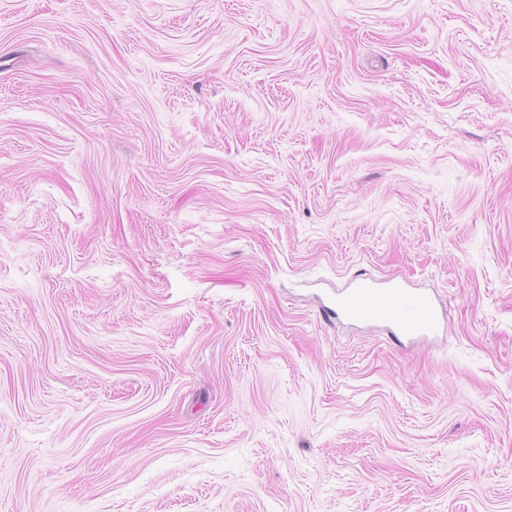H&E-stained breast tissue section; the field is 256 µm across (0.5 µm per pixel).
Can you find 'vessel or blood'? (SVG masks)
<instances>
[{
  "label": "vessel or blood",
  "instance_id": "b4317fda",
  "mask_svg": "<svg viewBox=\"0 0 512 512\" xmlns=\"http://www.w3.org/2000/svg\"><path fill=\"white\" fill-rule=\"evenodd\" d=\"M336 311L355 320L385 322L403 336H428L440 327L431 295L400 287L380 292L369 284H357L337 299Z\"/></svg>",
  "mask_w": 512,
  "mask_h": 512
}]
</instances>
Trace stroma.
<instances>
[{
    "instance_id": "obj_1",
    "label": "stroma",
    "mask_w": 512,
    "mask_h": 512,
    "mask_svg": "<svg viewBox=\"0 0 512 512\" xmlns=\"http://www.w3.org/2000/svg\"><path fill=\"white\" fill-rule=\"evenodd\" d=\"M0 512H512V0H0ZM328 311L355 320L386 322L402 336H429L440 327L431 295L400 287L379 292L369 284L358 283L336 300V311Z\"/></svg>"
}]
</instances>
